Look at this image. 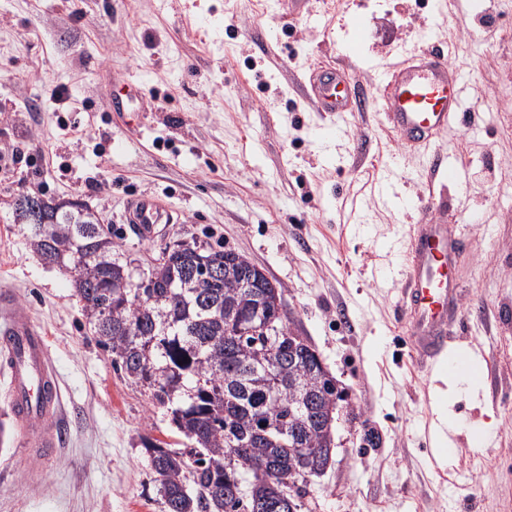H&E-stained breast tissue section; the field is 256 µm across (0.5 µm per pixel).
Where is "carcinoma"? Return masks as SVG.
<instances>
[{"mask_svg":"<svg viewBox=\"0 0 512 512\" xmlns=\"http://www.w3.org/2000/svg\"><path fill=\"white\" fill-rule=\"evenodd\" d=\"M31 200L42 203L48 226L32 232L31 247L65 265L87 257L75 289L96 344L170 411L190 443L186 453L146 446L167 512H302L306 490L284 489L297 471L330 466L336 383L314 370V349L281 315L282 289L264 278L244 287L243 255L212 247L170 253L141 288L130 263L116 258L120 244L98 210L32 195L18 197L13 210ZM258 313L271 320L267 332L236 334ZM269 353L279 366L273 390L255 374ZM260 417L288 428V440L257 434Z\"/></svg>","mask_w":512,"mask_h":512,"instance_id":"carcinoma-1","label":"carcinoma"}]
</instances>
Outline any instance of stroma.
<instances>
[{
  "label": "stroma",
  "mask_w": 512,
  "mask_h": 512,
  "mask_svg": "<svg viewBox=\"0 0 512 512\" xmlns=\"http://www.w3.org/2000/svg\"><path fill=\"white\" fill-rule=\"evenodd\" d=\"M432 40L466 84L467 114L436 148L460 188L439 224L473 217L455 258L465 342L495 386L456 395L483 446L431 444L438 380L399 313L395 268L433 180L379 114L378 79ZM348 72L362 112H318L311 67ZM138 81L149 111L111 112L112 83ZM65 89L66 101L55 98ZM0 291L44 334L63 441L33 458L15 427L0 353V512H165L145 440L185 450L165 409L112 366L69 274L31 248L15 198H79L101 212L137 271L177 240L232 249L280 285L291 330L350 395L312 512H512V0L459 17L448 0H0ZM148 193L172 223L142 238L124 221Z\"/></svg>",
  "instance_id": "obj_1"
}]
</instances>
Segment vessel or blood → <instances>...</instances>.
Wrapping results in <instances>:
<instances>
[{
  "label": "vessel or blood",
  "instance_id": "b4317fda",
  "mask_svg": "<svg viewBox=\"0 0 512 512\" xmlns=\"http://www.w3.org/2000/svg\"><path fill=\"white\" fill-rule=\"evenodd\" d=\"M310 85L318 111H353L346 73L322 67L314 70ZM380 110L384 123L405 145L422 146L438 138L463 114V79L449 71L444 54L427 46L388 69ZM442 204V198L433 192L423 201L415 224L409 227L410 246L400 265L401 309L422 366L439 374L452 367L440 360L455 341L448 313L458 304L459 285L451 277V268L470 232L466 224L433 222L430 214ZM126 221L147 238L155 225L171 223L172 216L162 212L152 197L137 196L126 203ZM0 332L11 338L8 370L14 423L20 431L36 432L43 455H50L61 443V435L53 427L59 390L43 338L20 313L12 314Z\"/></svg>",
  "mask_w": 512,
  "mask_h": 512
}]
</instances>
